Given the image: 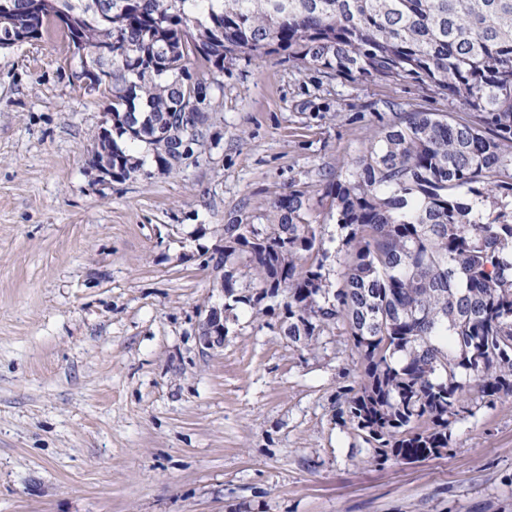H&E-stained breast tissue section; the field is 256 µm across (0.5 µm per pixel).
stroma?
<instances>
[{
    "label": "stroma",
    "instance_id": "1",
    "mask_svg": "<svg viewBox=\"0 0 512 512\" xmlns=\"http://www.w3.org/2000/svg\"><path fill=\"white\" fill-rule=\"evenodd\" d=\"M79 68L58 32L0 48V512H512V396L476 399L441 454L382 462L336 415L361 376L346 325L292 341L247 304L241 260L223 347L198 336L225 225L265 223L296 186L338 280L327 179L394 106L459 104L243 55L176 170L105 181L109 94Z\"/></svg>",
    "mask_w": 512,
    "mask_h": 512
}]
</instances>
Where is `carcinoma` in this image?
<instances>
[{
	"mask_svg": "<svg viewBox=\"0 0 512 512\" xmlns=\"http://www.w3.org/2000/svg\"><path fill=\"white\" fill-rule=\"evenodd\" d=\"M0 42L17 28L60 31L91 60L112 44L100 83L112 129L98 136L112 175L169 173L203 136L222 86L210 77L242 54L280 51L326 73L411 79L465 111H405L326 184L349 228L340 287L328 250L289 189L266 224L224 225V295L245 257L263 297L281 298L288 336L313 341L340 320L362 366L337 415L376 458L410 461L449 447L472 394L512 395V0H14ZM196 101L192 134L169 120Z\"/></svg>",
	"mask_w": 512,
	"mask_h": 512,
	"instance_id": "cac0c4a2",
	"label": "carcinoma"
}]
</instances>
